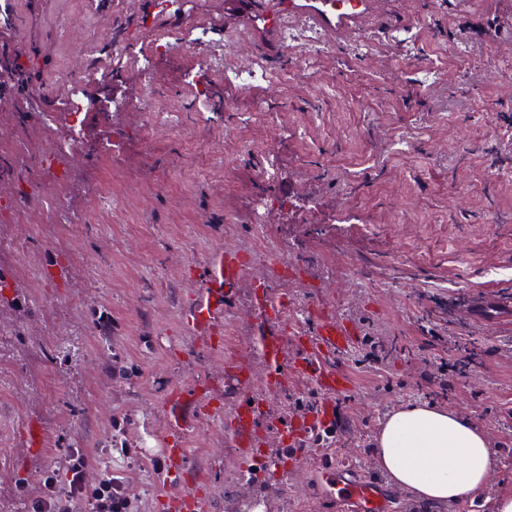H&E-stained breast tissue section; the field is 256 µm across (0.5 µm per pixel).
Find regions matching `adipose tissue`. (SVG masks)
<instances>
[{
    "label": "adipose tissue",
    "mask_w": 512,
    "mask_h": 512,
    "mask_svg": "<svg viewBox=\"0 0 512 512\" xmlns=\"http://www.w3.org/2000/svg\"><path fill=\"white\" fill-rule=\"evenodd\" d=\"M375 444L392 484L430 502L482 497L496 465L487 437L470 419L432 404L391 413Z\"/></svg>",
    "instance_id": "1"
}]
</instances>
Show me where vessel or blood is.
I'll list each match as a JSON object with an SVG mask.
<instances>
[{
    "instance_id": "1",
    "label": "vessel or blood",
    "mask_w": 512,
    "mask_h": 512,
    "mask_svg": "<svg viewBox=\"0 0 512 512\" xmlns=\"http://www.w3.org/2000/svg\"><path fill=\"white\" fill-rule=\"evenodd\" d=\"M380 0H224V10L235 16L244 36L254 37L260 47L280 39L286 27L313 31L323 36L350 38L356 31L375 24ZM247 260L241 253L220 251L207 259L206 276L197 289L184 316L187 328L199 336H211L224 324L227 302L239 278L246 271ZM288 299L285 295L261 290L255 302L264 331L257 345L265 361L262 384L270 394L281 393L288 380L302 376L310 380L323 397L319 415L274 416L255 402L251 391L252 373L240 362L224 363V386L233 389L239 402L225 431L233 440L241 466L267 459L269 437H276L284 446L300 444L311 430L334 418L335 398L348 392L351 381L334 361L347 351L354 331L351 324L336 315L325 313L313 329H296L291 339H284L280 326ZM188 393L183 386L171 387L167 399L166 448L164 450V482L180 476L189 450L187 437L192 426L185 407ZM329 497L338 506L354 502L369 503L378 512L382 495L378 484H370L346 476L340 469L326 472ZM165 512H206L205 495L191 491L168 495L163 499Z\"/></svg>"
}]
</instances>
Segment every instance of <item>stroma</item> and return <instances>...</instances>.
I'll return each instance as SVG.
<instances>
[{"mask_svg": "<svg viewBox=\"0 0 512 512\" xmlns=\"http://www.w3.org/2000/svg\"><path fill=\"white\" fill-rule=\"evenodd\" d=\"M465 2L384 0L394 26L415 30L413 44L366 32L364 57L299 43L285 54L295 76L272 88L222 87L220 113L195 112L183 87L208 51H173L157 64L158 94L182 108V126L147 143L137 113L87 119L89 138L109 134L117 149L69 172L71 223H39L27 193L35 174L24 173L17 221L0 223V512H29L47 476L65 490L73 448L88 456L90 481L120 478L137 512H163L164 493L197 489L210 512H336L323 478L336 467L381 480L385 512H493L512 490V180L497 176L512 169V0ZM18 10L22 23L0 35V55L26 65L45 106L73 59L107 67L100 29L137 46L156 30L189 29L158 14L89 11L85 0H18ZM79 19L81 34L60 37ZM460 44L468 57L457 56ZM428 68L437 78L424 86L417 78ZM326 86L333 99L317 97ZM270 140L284 177L265 189L271 216L257 226ZM228 246L249 263L224 333L194 335L183 314L201 263ZM263 283L287 290L301 324L324 305L387 348L375 367L358 365L355 347L337 358L353 382L350 428L286 471L241 469L223 421L236 401L225 360L264 371L253 306ZM429 329L480 344L452 394L433 400L473 419L494 451L475 502L419 500L384 480L375 458L389 413L428 399L420 374L439 361ZM175 384L223 415L197 416L189 465L165 487V400Z\"/></svg>", "mask_w": 512, "mask_h": 512, "instance_id": "obj_1", "label": "stroma"}]
</instances>
